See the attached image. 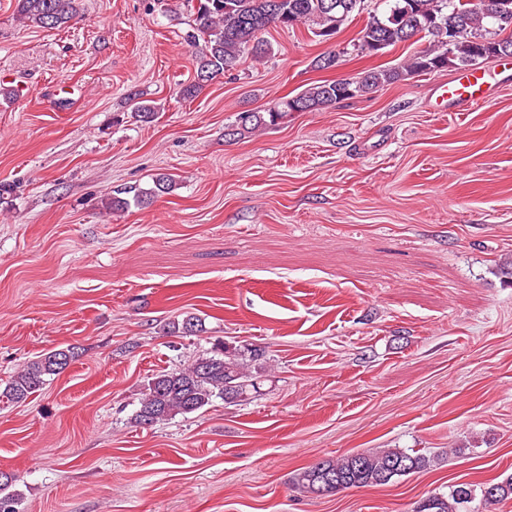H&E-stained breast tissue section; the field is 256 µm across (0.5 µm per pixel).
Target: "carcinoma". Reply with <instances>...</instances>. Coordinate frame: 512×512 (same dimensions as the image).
I'll use <instances>...</instances> for the list:
<instances>
[{"instance_id":"obj_1","label":"carcinoma","mask_w":512,"mask_h":512,"mask_svg":"<svg viewBox=\"0 0 512 512\" xmlns=\"http://www.w3.org/2000/svg\"><path fill=\"white\" fill-rule=\"evenodd\" d=\"M16 17L30 27L56 29L78 13L80 0H15ZM193 15L187 39L195 46L194 80L180 88L192 98L219 75L230 73L245 55L264 58L271 43L264 34L272 26H307L324 41L336 34L361 11L365 0H183ZM382 9L368 17L360 31L359 47L368 55L393 49L408 41L426 40L428 46L403 65L371 69L357 81L347 79L312 84L302 92L283 97L260 112L237 114L232 136L253 134L276 126L294 112L322 110L340 100L372 93L448 66L458 69L481 64L499 55H512V27L500 15L512 16V0H381ZM176 186L167 173L155 177L154 187L139 190L133 199L112 196L108 208L123 211L130 204L143 206ZM202 331L198 317L188 314L167 324L173 336H194ZM74 359L70 349L48 351L28 361L0 390L8 403H22L60 374ZM266 377V351L260 347L239 348L230 343L206 352L182 368L162 370L147 381L133 422L143 428L178 415L199 412L221 399L249 403L259 393ZM439 463L435 455L414 448H385L325 458L297 469L293 486L313 497H329L349 488L383 486L399 478L426 471ZM15 477L0 473V512H17L19 493ZM512 497V477L480 487L479 501L485 507ZM475 489L468 484L449 487V492H431L414 512H460L473 502Z\"/></svg>"}]
</instances>
